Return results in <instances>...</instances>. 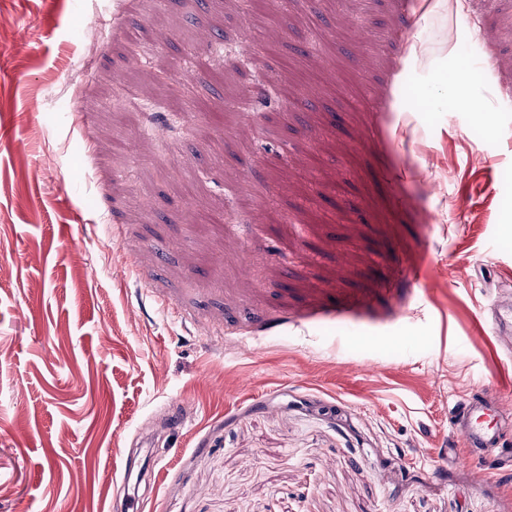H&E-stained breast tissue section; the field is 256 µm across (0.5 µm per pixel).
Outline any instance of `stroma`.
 <instances>
[{
    "mask_svg": "<svg viewBox=\"0 0 512 512\" xmlns=\"http://www.w3.org/2000/svg\"><path fill=\"white\" fill-rule=\"evenodd\" d=\"M452 1L0 0V512H512L448 431L512 409V11ZM501 0H468L467 14L456 18L455 23L452 22L448 26V39L456 43L457 31L461 28H469L472 25V18L489 14Z\"/></svg>",
    "mask_w": 512,
    "mask_h": 512,
    "instance_id": "1",
    "label": "stroma"
}]
</instances>
